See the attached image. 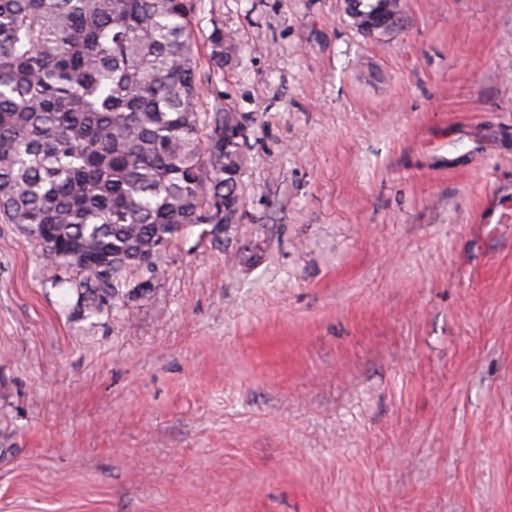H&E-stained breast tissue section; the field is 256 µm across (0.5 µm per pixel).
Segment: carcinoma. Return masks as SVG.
I'll list each match as a JSON object with an SVG mask.
<instances>
[{
  "label": "carcinoma",
  "mask_w": 512,
  "mask_h": 512,
  "mask_svg": "<svg viewBox=\"0 0 512 512\" xmlns=\"http://www.w3.org/2000/svg\"><path fill=\"white\" fill-rule=\"evenodd\" d=\"M194 0H0V222L76 269L90 315L130 312L168 245L238 223L245 141L212 90L233 38L215 23L199 71ZM361 34L400 26V0H351Z\"/></svg>",
  "instance_id": "obj_1"
}]
</instances>
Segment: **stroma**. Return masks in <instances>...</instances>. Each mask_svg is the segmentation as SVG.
Segmentation results:
<instances>
[{"mask_svg":"<svg viewBox=\"0 0 512 512\" xmlns=\"http://www.w3.org/2000/svg\"><path fill=\"white\" fill-rule=\"evenodd\" d=\"M197 0L239 223L130 313L0 223V512H512V0ZM351 1L353 7H345ZM344 13L350 19V24L361 34L368 36L366 25L372 19L381 26L378 35L393 32L400 26L402 7L400 0H344Z\"/></svg>","mask_w":512,"mask_h":512,"instance_id":"1","label":"stroma"}]
</instances>
